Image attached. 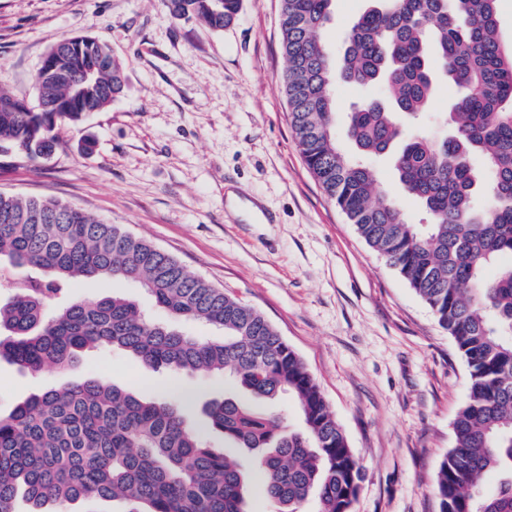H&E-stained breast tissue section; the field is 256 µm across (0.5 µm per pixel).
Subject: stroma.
<instances>
[{
	"label": "stroma",
	"mask_w": 512,
	"mask_h": 512,
	"mask_svg": "<svg viewBox=\"0 0 512 512\" xmlns=\"http://www.w3.org/2000/svg\"><path fill=\"white\" fill-rule=\"evenodd\" d=\"M368 0H334L320 37L345 49ZM280 0H241L213 30L171 18L162 0H0V89L35 104L34 74L59 41L109 44L126 66L123 94L47 160L0 155V192L50 197L123 225L261 312L314 377L364 470L352 512H439L433 483L453 446L469 369L431 308L373 251L306 166L289 124ZM94 142L81 148L83 139ZM259 206L229 211L227 188ZM120 292L157 320L136 285L80 281L64 300ZM162 399L201 402L219 376L172 379L117 349H88L67 370L20 372L0 360V415L31 393L87 376Z\"/></svg>",
	"instance_id": "35a3bbf8"
}]
</instances>
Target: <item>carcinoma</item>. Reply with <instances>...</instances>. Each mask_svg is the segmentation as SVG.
I'll return each instance as SVG.
<instances>
[{"label": "carcinoma", "instance_id": "cac0c4a2", "mask_svg": "<svg viewBox=\"0 0 512 512\" xmlns=\"http://www.w3.org/2000/svg\"><path fill=\"white\" fill-rule=\"evenodd\" d=\"M170 15L221 30L240 0H162ZM333 0H281L289 121L324 192L432 309L469 368L453 448L434 484L440 512H512V50L499 38L498 0H372L351 27L340 64L320 32ZM35 78L36 106L0 90V155L35 160L60 145L59 129L101 112L126 86L122 62L97 39H66ZM439 67L433 68L432 60ZM459 95L448 135L405 132L422 118L439 78ZM379 84L385 99L348 113L357 155L336 142L335 80ZM481 157L483 169L470 158ZM390 158L394 177L425 221L409 220L380 191L374 158ZM25 272L3 282L0 355L29 374L64 370L97 347L125 351L173 378L218 375L259 401L288 394L302 426L234 397L201 405L208 428L242 450L251 467L209 447L171 401L88 377L49 388L0 416V512H73L83 501H120L124 512H250L253 474L280 512H349L363 479L343 429L302 359L257 310L189 274L172 255L82 209L53 198L0 193V259ZM109 278L143 288L169 322L151 320L128 297L50 302L78 279ZM224 332L192 336L183 323ZM497 472L493 493L480 487Z\"/></svg>", "mask_w": 512, "mask_h": 512}]
</instances>
